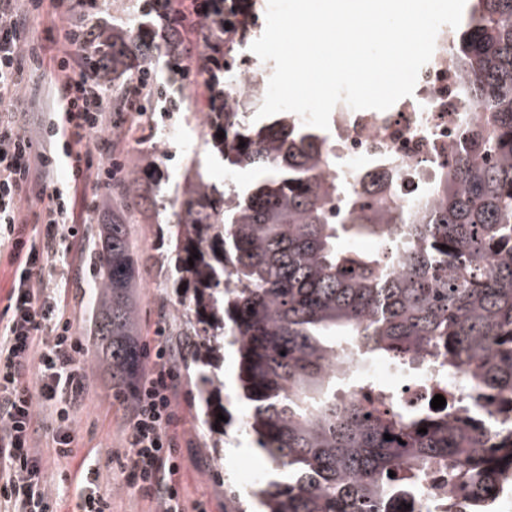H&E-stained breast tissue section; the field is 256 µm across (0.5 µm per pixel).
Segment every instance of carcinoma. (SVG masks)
<instances>
[{
    "label": "carcinoma",
    "mask_w": 512,
    "mask_h": 512,
    "mask_svg": "<svg viewBox=\"0 0 512 512\" xmlns=\"http://www.w3.org/2000/svg\"><path fill=\"white\" fill-rule=\"evenodd\" d=\"M88 38L97 80L114 99L130 58L149 63L176 53L122 27L91 29ZM453 53L482 125L454 153L431 212L401 226L398 273L375 253L338 246L343 236L384 237L376 213L385 204L353 195L336 222L339 188L319 175L328 162L323 142L286 112L279 130L243 135V113L227 103L211 113L213 151L257 174L243 192L219 191L191 166L171 195L156 156L138 159L112 183L92 248L95 363L124 394L144 371L133 290L146 269L130 224L152 209L163 215L158 232L168 241L155 263L185 289L175 315L183 364L194 370L204 408L206 447L224 446L215 357L233 342L240 396L251 403L244 433L287 475L252 492L261 512H389L390 485L405 492L426 469L443 465L448 482L488 491L496 473L512 468V418L490 445L477 425L369 408L374 387L366 377L349 382L353 395L339 402L331 369L354 339L368 358L441 348L448 371L471 372L488 408L512 390V0H474L454 32Z\"/></svg>",
    "instance_id": "cac0c4a2"
}]
</instances>
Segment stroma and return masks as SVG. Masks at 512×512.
<instances>
[{
    "instance_id": "stroma-1",
    "label": "stroma",
    "mask_w": 512,
    "mask_h": 512,
    "mask_svg": "<svg viewBox=\"0 0 512 512\" xmlns=\"http://www.w3.org/2000/svg\"><path fill=\"white\" fill-rule=\"evenodd\" d=\"M104 25L120 26L137 21L143 26V35L151 41L161 39V20L153 14L142 13L138 0H107L98 15ZM55 77V66L51 59H44L39 70L28 71L21 94L31 107L21 113L20 120L28 130H36L39 115L33 104L44 99ZM171 89L183 98L186 109L182 112H156L149 121L138 125L135 134L144 145H152V133L164 131L162 144L163 169L169 177L180 176L183 167L196 163L208 174L210 182L218 188L233 184L239 187L251 183L254 174L242 168L232 179H225V166L210 143L209 131H202L193 145H184L178 132L182 129L189 113L200 111V97L185 80L174 81ZM97 224L84 225L81 230V252L69 272L65 294V306L73 323L75 336L89 340L92 334L90 291L92 288L88 257ZM167 274L160 266H152L151 272L137 288L140 307L138 331L140 336L152 335L156 326L161 325L160 308L164 299L174 297V289L165 287ZM92 352H85L83 363L87 365L90 394L76 420L75 455L70 459L46 456L44 478L52 496L62 501L61 512H75L78 502L76 476L81 458H89L97 474L94 487L100 494L108 496L112 512H154L155 505L148 497L129 487L120 463L129 456L130 402L115 395L106 376L90 368ZM194 376L181 369L178 372L176 412L180 436L179 453L183 467V486L187 502L203 501L207 512H233L235 503L231 488L236 484L235 469L256 470L271 474L270 460L253 448L247 440H240L237 446L225 449L215 455L204 446L203 415L194 397Z\"/></svg>"
}]
</instances>
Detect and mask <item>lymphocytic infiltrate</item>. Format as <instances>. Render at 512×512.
<instances>
[{"mask_svg": "<svg viewBox=\"0 0 512 512\" xmlns=\"http://www.w3.org/2000/svg\"><path fill=\"white\" fill-rule=\"evenodd\" d=\"M99 0H0V250H8L16 268L8 302L0 310V505L6 512H59L43 480L44 451L71 457L75 421L89 386L63 301L49 294L43 277L58 240L76 238L84 217L76 211L80 185L107 188L118 161L112 148V111L142 109L144 74L126 86L113 105L95 76L86 36ZM173 0H142L141 9L165 19L164 34L173 46L183 28H193L210 70L194 72V84L208 111L224 109V44L239 27H226L224 0H190V12H172ZM68 4L72 19L59 17ZM41 17L57 36L50 46L28 37L27 21ZM51 53L57 77L37 132H30L12 108L19 98L25 63ZM69 170L55 181L58 168ZM40 205L43 230L28 229L23 205ZM51 338H42L43 328ZM153 356L133 391L128 485L155 500L157 512H207L203 502L185 510L182 465L178 454L174 399L177 375L162 329L143 342ZM37 371L38 382L26 377ZM53 422L47 450L34 439L40 415Z\"/></svg>", "mask_w": 512, "mask_h": 512, "instance_id": "lymphocytic-infiltrate-1", "label": "lymphocytic infiltrate"}]
</instances>
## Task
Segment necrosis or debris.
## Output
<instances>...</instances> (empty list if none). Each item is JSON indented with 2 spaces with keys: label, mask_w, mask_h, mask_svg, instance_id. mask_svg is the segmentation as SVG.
I'll return each mask as SVG.
<instances>
[{
  "label": "necrosis or debris",
  "mask_w": 512,
  "mask_h": 512,
  "mask_svg": "<svg viewBox=\"0 0 512 512\" xmlns=\"http://www.w3.org/2000/svg\"><path fill=\"white\" fill-rule=\"evenodd\" d=\"M452 40L447 28H440L434 53L421 69L412 96L385 111L354 110L338 103L324 132L330 156L322 169L324 176L364 198L387 201L388 235L374 246L388 257L396 249L401 222L420 215L448 174L453 147L479 120L478 111L459 109L465 85L451 63ZM440 362L435 355L413 352L398 363H366L375 385L371 404L384 410H427L438 394L468 397L472 419L487 437H495L502 415L488 413L483 404L473 401L476 383L468 371L449 373ZM394 502L409 504V512H443L451 502L457 512H470L478 503L490 512H512V490L497 485L478 499L473 491L449 484L447 471L432 470L420 478L410 496L395 497Z\"/></svg>",
  "instance_id": "obj_1"
}]
</instances>
